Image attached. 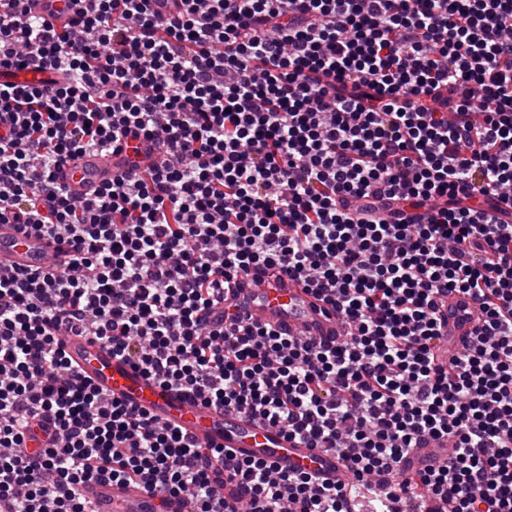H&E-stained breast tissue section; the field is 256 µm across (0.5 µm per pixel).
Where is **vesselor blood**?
Segmentation results:
<instances>
[{"label": "vessel or blood", "mask_w": 512, "mask_h": 512, "mask_svg": "<svg viewBox=\"0 0 512 512\" xmlns=\"http://www.w3.org/2000/svg\"><path fill=\"white\" fill-rule=\"evenodd\" d=\"M141 145L124 146L119 155L75 154L55 170L56 183L79 199L94 197L113 176L135 162ZM66 249L52 237L17 224H0V260L20 271L44 269L51 254ZM238 325L259 322L272 329L322 343L339 341L347 334L346 322L331 304L282 270H263L243 276L239 285L226 289L224 300L203 316L208 328L221 327L225 316ZM470 299L449 294L443 307V330L448 335L435 351L438 363L448 361L449 351L469 344L474 332ZM63 349L74 368L102 392L132 407L147 411L171 424L184 438L213 448H228L239 458L268 461L278 472L299 470L316 481L345 479L344 459L325 448H310L288 437L280 427L252 416L213 406L195 394L169 388L152 375L113 356L105 345L84 336H67ZM92 512H187L184 497L171 496L158 507L154 493L136 484L98 481L91 492Z\"/></svg>", "instance_id": "vessel-or-blood-1"}]
</instances>
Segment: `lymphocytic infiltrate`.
<instances>
[{"label":"lymphocytic infiltrate","mask_w":512,"mask_h":512,"mask_svg":"<svg viewBox=\"0 0 512 512\" xmlns=\"http://www.w3.org/2000/svg\"><path fill=\"white\" fill-rule=\"evenodd\" d=\"M27 2L0 0V224L72 257L0 265V512H89L105 476L194 512H357L343 483L196 446L100 392L61 329L333 450L376 498L512 512V0H73L61 29ZM31 64L43 85L13 81ZM125 139L166 156L91 199L53 182ZM274 267L327 294L348 338L204 327ZM451 292L475 329L443 365ZM429 440L445 464L401 470Z\"/></svg>","instance_id":"lymphocytic-infiltrate-1"}]
</instances>
